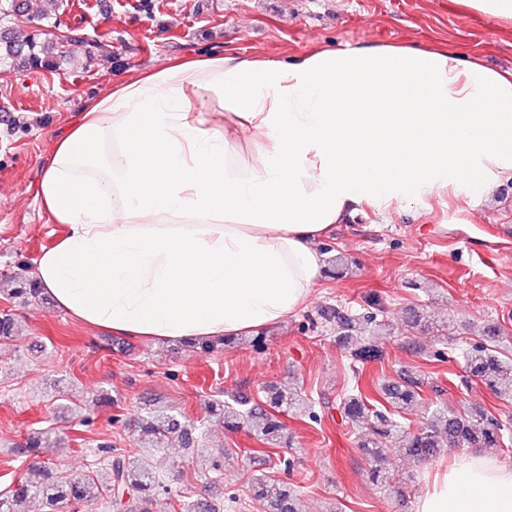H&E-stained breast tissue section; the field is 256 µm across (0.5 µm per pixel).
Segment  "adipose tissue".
I'll return each mask as SVG.
<instances>
[{
	"instance_id": "ef3b65f1",
	"label": "adipose tissue",
	"mask_w": 512,
	"mask_h": 512,
	"mask_svg": "<svg viewBox=\"0 0 512 512\" xmlns=\"http://www.w3.org/2000/svg\"><path fill=\"white\" fill-rule=\"evenodd\" d=\"M512 180V70L449 48L169 58L78 112L34 185L66 231L33 275L78 320L233 337L302 310L322 239L371 211ZM415 512H512V464L425 471Z\"/></svg>"
}]
</instances>
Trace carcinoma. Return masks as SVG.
I'll return each mask as SVG.
<instances>
[{
    "label": "carcinoma",
    "mask_w": 512,
    "mask_h": 512,
    "mask_svg": "<svg viewBox=\"0 0 512 512\" xmlns=\"http://www.w3.org/2000/svg\"><path fill=\"white\" fill-rule=\"evenodd\" d=\"M2 15L13 17L17 24L0 25V67L54 71L62 60L73 56L72 51L53 39V30L59 23L50 22L44 14L33 10L31 0H0ZM12 281L16 287L4 290V294L26 303L40 298L42 289L35 280L15 276ZM321 317L340 322L353 360L361 362L378 356L366 324L333 309L322 311ZM502 340L497 327H486L484 341L489 346L469 353L466 369L498 396L512 400V358H504L496 350ZM421 385L420 375L405 371L398 381L383 386L382 392L393 408L404 411L416 402ZM340 406L356 431L358 447L371 463L372 481L386 495H402L400 474L386 467L389 454L426 461L437 457L443 448L501 450L508 438L507 426L479 407L462 414L437 404L428 410L420 429L408 432L385 412L372 409L369 399L358 388L346 392ZM270 407L296 414L306 410L307 403L297 392L273 386ZM207 421L235 429L245 427L257 440L271 445H279L285 439V427L275 414L245 409L230 397L209 404ZM135 428L138 452L115 453L103 468L91 474L62 477L45 465L37 478L21 477L15 481L9 494L0 497V512H73L76 506H86L103 497L108 498L109 507L116 512H150L148 504L161 481L149 463V455L158 451L156 445L164 438L175 439L185 448L193 447L194 424L170 408H159L138 419ZM254 485V499L263 512H302L298 495L282 482L262 477L255 479ZM179 507L182 512L220 510V504L213 500L185 501Z\"/></svg>",
    "instance_id": "carcinoma-1"
}]
</instances>
